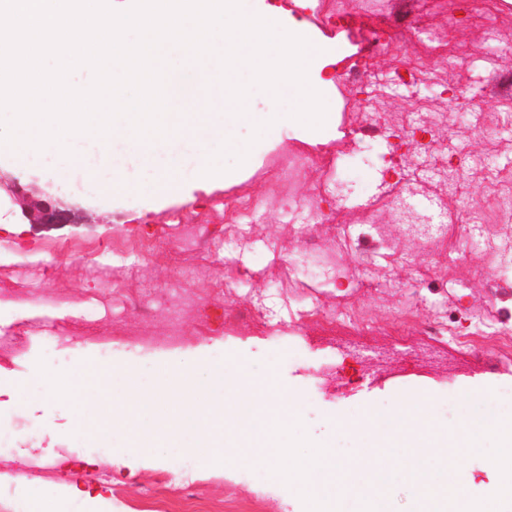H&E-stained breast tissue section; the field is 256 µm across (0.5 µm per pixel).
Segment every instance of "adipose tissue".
<instances>
[{"label":"adipose tissue","mask_w":512,"mask_h":512,"mask_svg":"<svg viewBox=\"0 0 512 512\" xmlns=\"http://www.w3.org/2000/svg\"><path fill=\"white\" fill-rule=\"evenodd\" d=\"M108 505L103 492L63 481L38 486L16 512H108Z\"/></svg>","instance_id":"adipose-tissue-1"}]
</instances>
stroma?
Returning <instances> with one entry per match:
<instances>
[{
	"instance_id": "stroma-1",
	"label": "stroma",
	"mask_w": 512,
	"mask_h": 512,
	"mask_svg": "<svg viewBox=\"0 0 512 512\" xmlns=\"http://www.w3.org/2000/svg\"><path fill=\"white\" fill-rule=\"evenodd\" d=\"M329 6L330 0H309L306 28L317 42L335 44L339 56L360 51L368 20L355 17L347 32L322 28L317 19ZM455 13L451 7L426 17L420 50L459 60V67L433 66L405 85L391 58L377 57L365 88L342 81L330 88L333 114L319 132L288 126L255 143L250 125L236 127L232 139L253 144L249 162L235 166L234 154H227L229 176L192 197L158 201L140 195L105 201L91 195L82 173H64L50 163H0V216L12 222L11 229L0 227V251L13 256L10 263L0 264V383L28 379L40 360L54 372L79 360L97 362L105 349L112 353V365L143 379L178 364L210 373L203 356L208 346L223 347L250 374H263L269 356L278 355L284 360L281 379L305 400L301 419L309 438L335 442L346 454L353 441L340 418L355 406H371L384 418L407 390L419 388L432 395L435 420L452 427L458 420L456 400L465 387L493 386L511 393L512 359L486 364L459 349L453 336L512 320V304L492 298L486 276L475 271L476 258L449 262L451 240L439 239L422 249L402 233L391 206L402 189L389 171L393 148L384 140L366 142L357 133L374 114L388 127L399 128L412 113L453 111L465 102L501 111L489 90L499 75L512 72V5L488 25L456 24ZM486 43L494 53H480ZM436 137L491 165L512 169V133L487 138L476 125L453 120ZM301 152L319 156V163L299 183L276 185L281 163ZM341 166L347 169L344 187L324 203L341 202V220L350 227L377 225L380 244L373 248L366 272L347 235L314 223L296 206L281 205L282 198L309 197L319 186L330 185ZM18 185L31 198L80 208L79 223H28L13 193ZM238 185L262 202L241 244L231 242L233 230L221 216L225 190ZM407 188L416 207L450 225L466 223L448 194L447 181L437 175H415ZM187 223L204 225L220 249L182 241ZM140 235L152 236L151 255L112 254L113 241ZM311 251L320 259L324 277L292 274L289 262ZM177 266L187 273L173 284L169 276ZM216 279L226 282L224 293L201 292V284ZM415 280L422 284L413 310L415 327L406 339H393L402 300L399 286ZM178 295L195 298L196 305L182 312L178 340L156 347V338L169 333ZM261 299L271 308L265 321L225 323L226 311ZM313 306L348 314L366 310L375 328L360 338L356 349L342 353L301 317L302 309ZM438 312L448 317L447 332L426 335L421 323ZM69 410L59 400L40 410L0 407V446L8 450L0 456V512H15L33 486L71 479L89 488L108 487L112 512H150L155 486L165 481L179 488L187 475L213 512H304L300 497L288 486H258L243 471L206 473L191 454L160 460L134 478L116 473L106 454L98 456L94 468L69 473L54 463V455L73 460L88 455L60 430Z\"/></svg>"
}]
</instances>
